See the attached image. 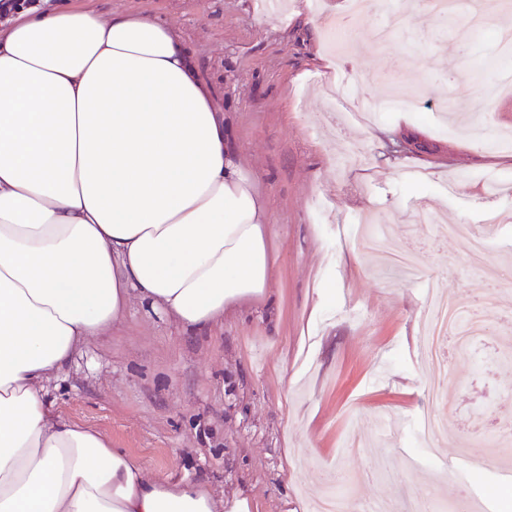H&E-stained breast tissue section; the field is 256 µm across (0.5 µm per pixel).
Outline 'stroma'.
<instances>
[{
  "label": "stroma",
  "instance_id": "35a3bbf8",
  "mask_svg": "<svg viewBox=\"0 0 512 512\" xmlns=\"http://www.w3.org/2000/svg\"><path fill=\"white\" fill-rule=\"evenodd\" d=\"M43 9L146 14L180 33L231 118L235 152L265 198L275 262L268 295L205 330L184 329L131 296L124 318L86 342L47 387L67 421L105 434L154 475L207 483L232 508L310 512L353 475L348 512H512V467L470 436L476 412H512V364L490 359L512 316V195L491 202L477 181L512 182V150L487 147L512 129V97L484 104L498 75L497 28L470 41L413 10L411 0H372L328 82L331 14L322 0H39ZM406 28L379 46L389 12ZM423 52L412 81L421 109L386 106L398 64ZM323 202L315 210V202ZM446 213L487 238L484 269L467 240L444 237L415 210ZM417 252L419 277L404 281L388 253ZM483 309L488 333L477 367L450 353L447 403L428 396L433 371L420 354L430 286ZM442 420L438 448L417 432Z\"/></svg>",
  "mask_w": 512,
  "mask_h": 512
}]
</instances>
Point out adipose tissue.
<instances>
[{"instance_id": "1", "label": "adipose tissue", "mask_w": 512, "mask_h": 512, "mask_svg": "<svg viewBox=\"0 0 512 512\" xmlns=\"http://www.w3.org/2000/svg\"><path fill=\"white\" fill-rule=\"evenodd\" d=\"M211 85L148 15L0 30V512H228L44 394L131 295L200 330L267 293L268 211Z\"/></svg>"}]
</instances>
